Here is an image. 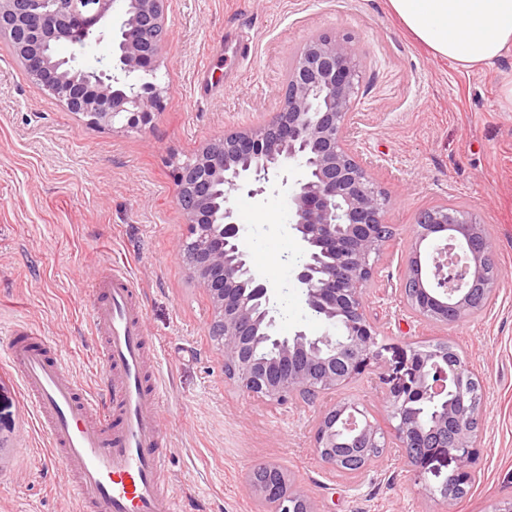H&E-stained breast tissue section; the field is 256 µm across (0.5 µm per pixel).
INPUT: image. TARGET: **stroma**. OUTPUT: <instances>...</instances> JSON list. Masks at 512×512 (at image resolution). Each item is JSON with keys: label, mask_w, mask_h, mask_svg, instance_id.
Here are the masks:
<instances>
[{"label": "stroma", "mask_w": 512, "mask_h": 512, "mask_svg": "<svg viewBox=\"0 0 512 512\" xmlns=\"http://www.w3.org/2000/svg\"><path fill=\"white\" fill-rule=\"evenodd\" d=\"M167 40L157 81L162 107L139 130L100 129L68 112L27 75L0 42V512H76L67 472L11 371L8 332L17 324L48 338L73 375L97 387L101 367L89 312L99 269L129 273L142 295L166 391L161 407L171 448L166 476L185 512H259L248 482L258 464L287 471L317 512H439L437 456L416 477L396 447L362 474L330 470L312 448L321 402L278 405L224 379V357L208 334L213 310L180 252L187 233L177 202L176 165L210 140L268 121L281 108L288 65L304 42L325 33L360 48L362 85L348 129L350 146L386 192L394 232L376 262L368 313L377 323L381 371L355 380L342 400L363 403L387 423L389 380L413 348L450 340L482 387L476 481L448 512H485L512 498V103L502 95L512 55L463 72L416 41L387 0H168ZM247 38L242 67L221 64L225 34ZM229 84L224 96L196 89L197 71ZM229 203L245 230L240 246L255 267L281 261L268 279L283 287L288 316L279 332L318 335L293 277L298 245L288 232L289 193L271 182ZM449 203L468 212L493 241L499 284L489 305L461 325L414 317L402 298L406 260L429 254L416 216Z\"/></svg>", "instance_id": "obj_1"}]
</instances>
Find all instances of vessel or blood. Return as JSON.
Returning <instances> with one entry per match:
<instances>
[{"label":"vessel or blood","mask_w":512,"mask_h":512,"mask_svg":"<svg viewBox=\"0 0 512 512\" xmlns=\"http://www.w3.org/2000/svg\"><path fill=\"white\" fill-rule=\"evenodd\" d=\"M89 316L101 338L96 358L106 393L84 390L48 339L18 324L8 360L52 453L72 478L81 512H183L164 486L168 435L161 423L158 372L139 293L121 270L100 273Z\"/></svg>","instance_id":"vessel-or-blood-1"}]
</instances>
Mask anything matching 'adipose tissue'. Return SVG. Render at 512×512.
Wrapping results in <instances>:
<instances>
[{
	"mask_svg": "<svg viewBox=\"0 0 512 512\" xmlns=\"http://www.w3.org/2000/svg\"><path fill=\"white\" fill-rule=\"evenodd\" d=\"M391 11L435 56L462 71L512 54V0H388Z\"/></svg>",
	"mask_w": 512,
	"mask_h": 512,
	"instance_id": "1",
	"label": "adipose tissue"
}]
</instances>
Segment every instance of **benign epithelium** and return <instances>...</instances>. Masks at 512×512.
Here are the masks:
<instances>
[{
	"label": "benign epithelium",
	"instance_id": "benign-epithelium-1",
	"mask_svg": "<svg viewBox=\"0 0 512 512\" xmlns=\"http://www.w3.org/2000/svg\"><path fill=\"white\" fill-rule=\"evenodd\" d=\"M119 11L112 68L88 71L81 82L60 80L45 51L66 39L84 45L104 35ZM166 0H0V40L41 90L98 128L149 124L161 108L165 88L151 81L166 39ZM135 77L127 94L112 91L114 73ZM358 49L349 36L309 39L288 67L281 110L267 122L207 142L177 167L178 204L188 233L182 253L213 307L210 335L224 354V378L241 392L268 402L321 401L324 408L312 448L332 470H366L394 438L404 457L427 473L447 455L456 467L437 488L448 502V486L466 489L480 443L479 380L467 363L448 360L451 342L420 346L405 360L398 381L385 394L389 429L370 419L356 402L336 399L360 376L376 370L379 330L367 313V285L376 260L392 240L384 221L387 194L346 143L352 108L361 85ZM283 175L291 190L290 228L303 253L318 245L331 258L307 261L294 277L305 304L318 312L326 331L310 336L278 331L276 288L239 247L243 225L229 205L231 192H265L270 175ZM224 194L222 207L214 198ZM417 235L424 241L448 232L466 243L459 268L432 259L423 273L421 254L408 258L403 298L412 314L450 328L476 316L480 298L498 279L482 273L493 243L471 216L448 204L422 210ZM253 490L263 512H316L275 465L256 470Z\"/></svg>",
	"mask_w": 512,
	"mask_h": 512
}]
</instances>
